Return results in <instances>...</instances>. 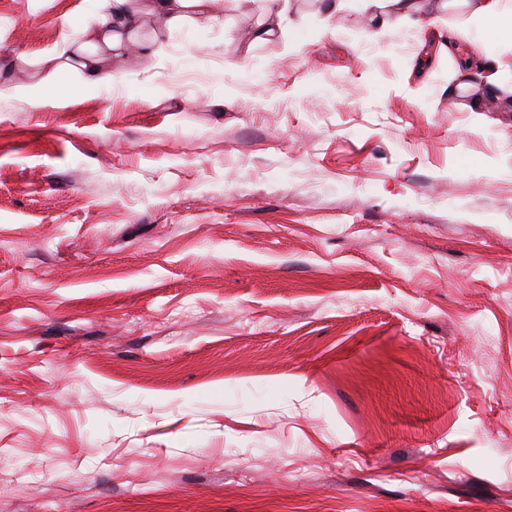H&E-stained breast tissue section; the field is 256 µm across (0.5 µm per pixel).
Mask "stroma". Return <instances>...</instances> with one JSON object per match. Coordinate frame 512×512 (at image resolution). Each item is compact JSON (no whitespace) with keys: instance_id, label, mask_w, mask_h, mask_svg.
Returning <instances> with one entry per match:
<instances>
[{"instance_id":"obj_1","label":"stroma","mask_w":512,"mask_h":512,"mask_svg":"<svg viewBox=\"0 0 512 512\" xmlns=\"http://www.w3.org/2000/svg\"><path fill=\"white\" fill-rule=\"evenodd\" d=\"M146 2L48 89L105 0H0V512H512V38ZM110 11L105 21L85 28L79 36L68 41L69 52L55 68L41 80L51 84L55 72L74 71L87 84L96 83L108 68L112 55L133 51L141 55L153 53L150 42L137 36L138 16L128 9V0H110ZM215 0H148L147 13L160 14L168 17L169 20H179L183 17L182 12L187 7H192L199 12L208 11Z\"/></svg>"}]
</instances>
